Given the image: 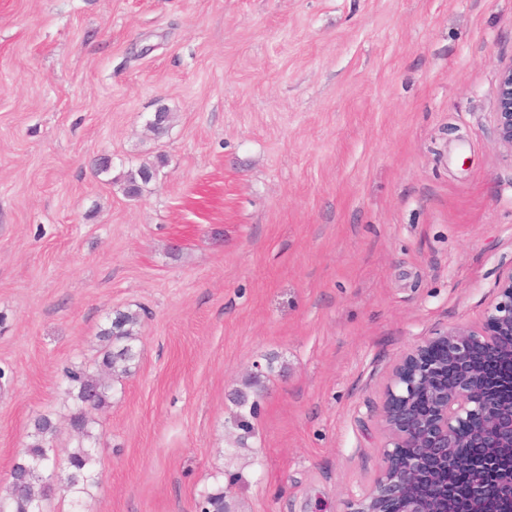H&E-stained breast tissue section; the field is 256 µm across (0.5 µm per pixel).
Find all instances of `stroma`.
<instances>
[{"label": "stroma", "instance_id": "obj_1", "mask_svg": "<svg viewBox=\"0 0 512 512\" xmlns=\"http://www.w3.org/2000/svg\"><path fill=\"white\" fill-rule=\"evenodd\" d=\"M509 62L512 0H0V493L37 415L66 468L63 369L129 308L102 480L46 512H198L224 471L237 512H343L380 466L394 367L479 322L512 268ZM497 111L498 141L512 154V62L503 65L500 69ZM260 377L252 374L244 384V388L236 389L231 399L236 408L232 415L233 426L243 432L237 440L241 448H246L247 439L254 433L252 420L257 417L262 393L265 389Z\"/></svg>", "mask_w": 512, "mask_h": 512}]
</instances>
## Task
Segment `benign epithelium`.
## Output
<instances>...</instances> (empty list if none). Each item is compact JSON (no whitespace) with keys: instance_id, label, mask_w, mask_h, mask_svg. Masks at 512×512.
<instances>
[{"instance_id":"1","label":"benign epithelium","mask_w":512,"mask_h":512,"mask_svg":"<svg viewBox=\"0 0 512 512\" xmlns=\"http://www.w3.org/2000/svg\"><path fill=\"white\" fill-rule=\"evenodd\" d=\"M497 136L512 154V62L501 67ZM512 268L479 324L459 323L395 367L380 413L382 465L344 512H512ZM408 448L406 458L400 449Z\"/></svg>"}]
</instances>
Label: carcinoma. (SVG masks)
I'll return each instance as SVG.
<instances>
[{
    "instance_id": "obj_1",
    "label": "carcinoma",
    "mask_w": 512,
    "mask_h": 512,
    "mask_svg": "<svg viewBox=\"0 0 512 512\" xmlns=\"http://www.w3.org/2000/svg\"><path fill=\"white\" fill-rule=\"evenodd\" d=\"M156 171V166L142 164L127 172L123 178L124 191L147 185L148 177ZM141 325L139 312L129 309L114 311L98 332L101 349L96 370L76 365L64 368L66 394L74 401L70 426L78 439L77 446L68 454L67 470L57 471L52 445L55 432L53 419L48 415L37 417L29 434V442L19 452L12 467L6 495L0 496V512H43L42 502L56 487L78 498L90 494V489L99 485L101 472L97 470L96 459L84 446V441L91 437L93 419L90 414L108 405L111 381L131 373L139 357L135 341ZM264 389L260 376L253 374L244 388L233 393L235 411L232 423L241 431L238 444L242 448L246 447L247 439L254 433L252 420L257 417ZM224 500V485L218 482L201 495L199 512H225Z\"/></svg>"
}]
</instances>
